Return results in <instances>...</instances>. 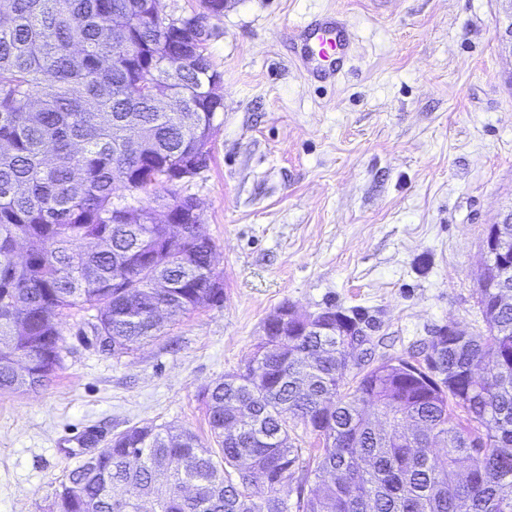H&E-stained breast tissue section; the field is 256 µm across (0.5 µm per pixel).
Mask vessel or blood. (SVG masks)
I'll use <instances>...</instances> for the list:
<instances>
[{
    "label": "vessel or blood",
    "instance_id": "vessel-or-blood-1",
    "mask_svg": "<svg viewBox=\"0 0 512 512\" xmlns=\"http://www.w3.org/2000/svg\"><path fill=\"white\" fill-rule=\"evenodd\" d=\"M296 60L314 81L335 79L353 47L349 25L335 13L324 12L298 26L295 35Z\"/></svg>",
    "mask_w": 512,
    "mask_h": 512
}]
</instances>
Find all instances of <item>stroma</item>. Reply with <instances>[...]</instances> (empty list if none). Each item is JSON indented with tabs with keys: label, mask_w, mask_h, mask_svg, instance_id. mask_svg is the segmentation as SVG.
<instances>
[{
	"label": "stroma",
	"mask_w": 512,
	"mask_h": 512,
	"mask_svg": "<svg viewBox=\"0 0 512 512\" xmlns=\"http://www.w3.org/2000/svg\"><path fill=\"white\" fill-rule=\"evenodd\" d=\"M322 10L357 36L325 86L289 47ZM208 26L224 110L178 193L199 206L224 299L124 353L91 314L64 318L55 376L0 393V512H50L90 447L131 426L207 438L203 388L244 366L282 305L368 311L380 356L487 330L484 244L512 216V0H224Z\"/></svg>",
	"instance_id": "1"
}]
</instances>
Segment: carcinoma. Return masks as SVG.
Wrapping results in <instances>:
<instances>
[{"instance_id": "obj_1", "label": "carcinoma", "mask_w": 512, "mask_h": 512, "mask_svg": "<svg viewBox=\"0 0 512 512\" xmlns=\"http://www.w3.org/2000/svg\"><path fill=\"white\" fill-rule=\"evenodd\" d=\"M204 36L154 0H0V392L50 380L69 312L96 311L116 353L223 298L211 239L169 235L201 224L174 187L210 159L224 111ZM489 280L487 333L456 332L423 370L374 343L351 369L355 326L370 324L357 309L350 327L329 306L324 330L264 337L202 393L214 446L132 426L69 470L52 512H288L298 470L296 512H512V307L492 304L512 279ZM299 425L322 444L311 464Z\"/></svg>"}]
</instances>
